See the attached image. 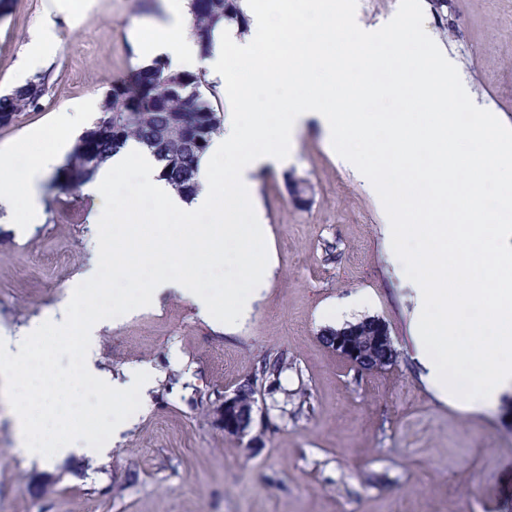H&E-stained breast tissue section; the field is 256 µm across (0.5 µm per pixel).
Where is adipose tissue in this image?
<instances>
[{
    "mask_svg": "<svg viewBox=\"0 0 512 512\" xmlns=\"http://www.w3.org/2000/svg\"><path fill=\"white\" fill-rule=\"evenodd\" d=\"M93 2L52 0L53 12L45 16L33 38L26 63H35L57 51L53 13H64L76 19L89 11ZM94 110L89 101L60 110L54 119L55 137L39 144L30 137L20 139L13 144L9 156H0V210L7 214L11 223H33L42 208V185L58 164L66 139L75 137L86 126L87 116Z\"/></svg>",
    "mask_w": 512,
    "mask_h": 512,
    "instance_id": "adipose-tissue-1",
    "label": "adipose tissue"
}]
</instances>
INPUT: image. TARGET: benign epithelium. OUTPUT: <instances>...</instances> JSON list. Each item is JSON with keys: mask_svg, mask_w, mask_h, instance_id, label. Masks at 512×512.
Wrapping results in <instances>:
<instances>
[{"mask_svg": "<svg viewBox=\"0 0 512 512\" xmlns=\"http://www.w3.org/2000/svg\"><path fill=\"white\" fill-rule=\"evenodd\" d=\"M326 342L336 354L364 372L386 370L395 364L397 351L389 327L382 319L374 317L357 324H348L326 337ZM257 388H236L216 407L215 413L224 427V433L245 437L255 426Z\"/></svg>", "mask_w": 512, "mask_h": 512, "instance_id": "benign-epithelium-1", "label": "benign epithelium"}]
</instances>
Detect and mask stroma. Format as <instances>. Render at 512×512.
I'll use <instances>...</instances> for the list:
<instances>
[{"label":"stroma","instance_id":"stroma-1","mask_svg":"<svg viewBox=\"0 0 512 512\" xmlns=\"http://www.w3.org/2000/svg\"><path fill=\"white\" fill-rule=\"evenodd\" d=\"M52 0H7L0 17V94L16 74L44 75L38 109L0 127V149L49 128L56 111L103 100L139 66L140 25L162 0H95L78 20L56 16L61 49L20 64ZM428 35L445 46L472 101L512 127V0H421ZM306 179L294 205L287 177ZM255 194L277 264L251 317L231 330L201 319L176 293L97 339L95 365L125 380L153 369L145 409L109 458L27 462L0 395V512H512V387L484 410L439 401L414 358V291L388 245V217L344 167L313 120L287 170L262 172ZM44 211L17 232L0 223V336L51 315L97 258L98 201L46 182ZM364 316L384 320L398 350L391 368L362 373L321 332ZM265 359L257 423L225 434L213 409ZM51 485L35 495L33 482Z\"/></svg>","mask_w":512,"mask_h":512}]
</instances>
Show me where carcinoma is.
I'll use <instances>...</instances> for the list:
<instances>
[{"mask_svg": "<svg viewBox=\"0 0 512 512\" xmlns=\"http://www.w3.org/2000/svg\"><path fill=\"white\" fill-rule=\"evenodd\" d=\"M191 26L201 52L212 48L213 32L225 22L246 28L248 19L240 0H190ZM204 79L195 73L172 72L156 60L132 70L114 84L103 99L98 117L73 143L54 175L56 184L74 188L92 179L109 154L130 138L153 151L162 175L179 192L190 195L198 187V162L224 119L202 92ZM46 76H37L0 95V126L14 123L20 114L39 104ZM281 374L277 362L264 361L253 383H275Z\"/></svg>", "mask_w": 512, "mask_h": 512, "instance_id": "obj_1", "label": "carcinoma"}]
</instances>
